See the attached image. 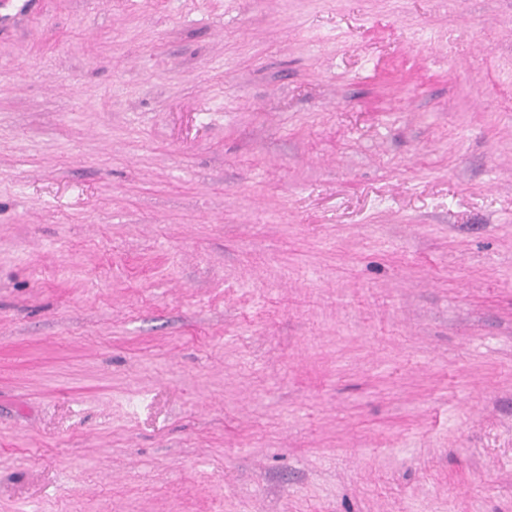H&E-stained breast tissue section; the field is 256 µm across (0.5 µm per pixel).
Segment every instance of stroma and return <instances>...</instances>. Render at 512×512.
Masks as SVG:
<instances>
[{
  "label": "stroma",
  "instance_id": "stroma-1",
  "mask_svg": "<svg viewBox=\"0 0 512 512\" xmlns=\"http://www.w3.org/2000/svg\"><path fill=\"white\" fill-rule=\"evenodd\" d=\"M0 512H512V0L0 29Z\"/></svg>",
  "mask_w": 512,
  "mask_h": 512
}]
</instances>
